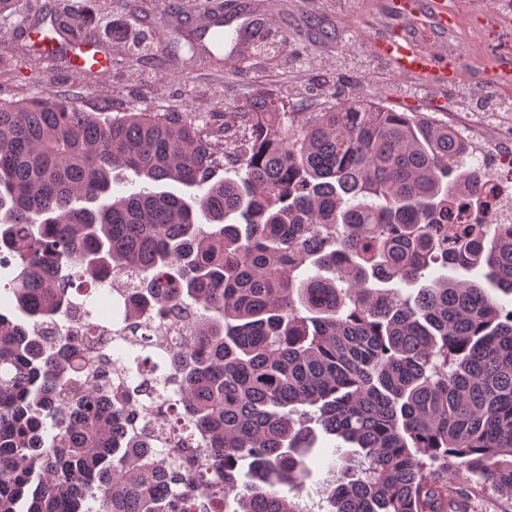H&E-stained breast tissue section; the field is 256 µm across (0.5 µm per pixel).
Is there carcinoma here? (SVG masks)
Instances as JSON below:
<instances>
[{
	"instance_id": "obj_1",
	"label": "carcinoma",
	"mask_w": 512,
	"mask_h": 512,
	"mask_svg": "<svg viewBox=\"0 0 512 512\" xmlns=\"http://www.w3.org/2000/svg\"><path fill=\"white\" fill-rule=\"evenodd\" d=\"M65 7L47 14L73 31ZM244 109L220 152L176 109L0 102V269L25 317L0 312V512H305L282 488L311 420L356 447L328 512H470L448 470L512 497V310L449 275L390 287L485 268L512 296V224H449L490 194L468 141L373 100ZM117 169L197 194H116ZM125 271L106 341L89 297Z\"/></svg>"
}]
</instances>
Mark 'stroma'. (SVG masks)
Wrapping results in <instances>:
<instances>
[{"mask_svg":"<svg viewBox=\"0 0 512 512\" xmlns=\"http://www.w3.org/2000/svg\"><path fill=\"white\" fill-rule=\"evenodd\" d=\"M389 0H278L271 21L257 26L258 38L285 42L273 56H248L236 64L195 65L181 49V29H194L217 0H107L91 30L106 52V72L87 80L70 70L67 58L44 63L29 41L16 38L23 20L44 13L46 0H16V12L0 16V101H19L51 91L79 110L130 112L144 107L172 108L202 115L214 127L254 94L267 91L320 109L346 99H370L397 112H421L461 127L466 118L480 122L469 138L474 154L492 163L495 153L512 152V112L491 85L487 68L462 71L453 89L396 75L375 58L371 36L400 31L434 37L429 26L398 20ZM129 29L127 43L111 44L112 25ZM339 438L319 434L304 480L300 503L308 512H325L320 490L335 461Z\"/></svg>","mask_w":512,"mask_h":512,"instance_id":"1","label":"stroma"}]
</instances>
